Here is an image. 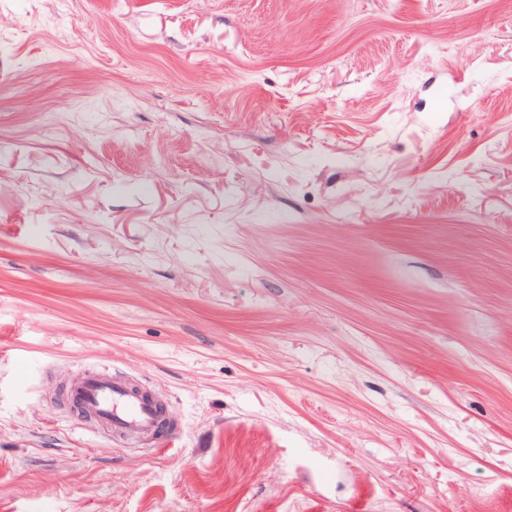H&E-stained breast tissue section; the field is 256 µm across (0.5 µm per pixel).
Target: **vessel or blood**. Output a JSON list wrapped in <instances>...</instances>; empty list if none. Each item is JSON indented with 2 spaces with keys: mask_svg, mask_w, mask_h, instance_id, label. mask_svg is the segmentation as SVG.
I'll return each instance as SVG.
<instances>
[{
  "mask_svg": "<svg viewBox=\"0 0 512 512\" xmlns=\"http://www.w3.org/2000/svg\"><path fill=\"white\" fill-rule=\"evenodd\" d=\"M83 411L116 439H151L165 427L154 397L117 374L86 372L69 387Z\"/></svg>",
  "mask_w": 512,
  "mask_h": 512,
  "instance_id": "1",
  "label": "vessel or blood"
}]
</instances>
